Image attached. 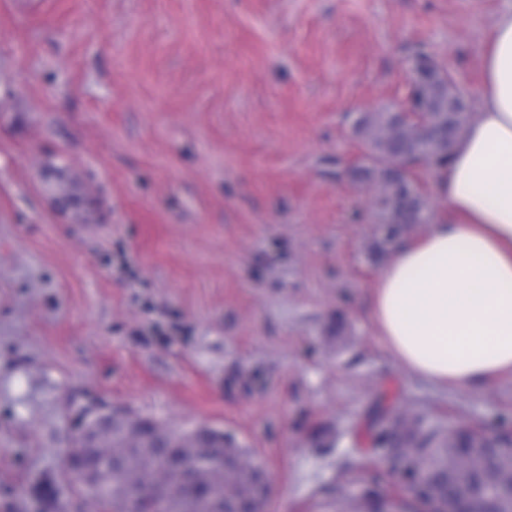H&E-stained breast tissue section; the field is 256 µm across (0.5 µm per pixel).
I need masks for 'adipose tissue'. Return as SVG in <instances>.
Here are the masks:
<instances>
[{"label":"adipose tissue","mask_w":512,"mask_h":512,"mask_svg":"<svg viewBox=\"0 0 512 512\" xmlns=\"http://www.w3.org/2000/svg\"><path fill=\"white\" fill-rule=\"evenodd\" d=\"M437 187L452 221L390 257L370 315L408 374L474 389L512 374V9L493 28L477 113Z\"/></svg>","instance_id":"1"}]
</instances>
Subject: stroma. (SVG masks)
<instances>
[{
	"label": "stroma",
	"mask_w": 512,
	"mask_h": 512,
	"mask_svg": "<svg viewBox=\"0 0 512 512\" xmlns=\"http://www.w3.org/2000/svg\"><path fill=\"white\" fill-rule=\"evenodd\" d=\"M0 0V512H98L61 450L86 408L233 435L264 512H350L322 491L364 415L493 427L512 375L407 374L369 309L384 241L340 178L365 112L407 97L417 50L477 100L512 0ZM62 166L80 206L52 204ZM387 253L397 242L384 241Z\"/></svg>",
	"instance_id": "1"
}]
</instances>
